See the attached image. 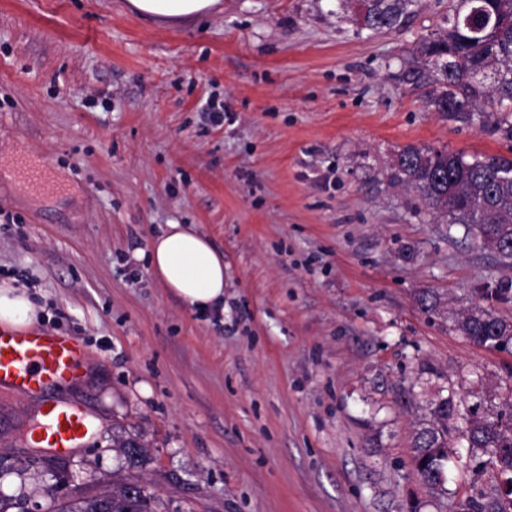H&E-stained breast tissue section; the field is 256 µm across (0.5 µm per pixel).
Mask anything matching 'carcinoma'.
Instances as JSON below:
<instances>
[{"instance_id":"1","label":"carcinoma","mask_w":512,"mask_h":512,"mask_svg":"<svg viewBox=\"0 0 512 512\" xmlns=\"http://www.w3.org/2000/svg\"><path fill=\"white\" fill-rule=\"evenodd\" d=\"M412 0H364V27L393 29L409 17ZM412 75L427 87L426 103L434 112L457 122L480 125L512 138V0H459L431 34L422 37L411 54ZM390 179L413 187L429 207L461 224L487 247L490 239L506 241L498 256L512 264V158L471 155L432 146L407 145L395 154ZM457 329L474 342L501 347L506 322L494 313L469 317ZM453 396L429 404V418L413 436V469L432 492L444 496L445 464L457 438L473 451L498 448L489 457L492 479L473 487L449 512H512V403L483 418ZM113 440V448L129 469L148 459L145 444ZM100 495L71 498L53 512H148L149 497L132 476H101Z\"/></svg>"}]
</instances>
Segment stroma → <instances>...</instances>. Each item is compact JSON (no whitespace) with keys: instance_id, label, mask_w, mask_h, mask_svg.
Here are the masks:
<instances>
[{"instance_id":"obj_1","label":"stroma","mask_w":512,"mask_h":512,"mask_svg":"<svg viewBox=\"0 0 512 512\" xmlns=\"http://www.w3.org/2000/svg\"><path fill=\"white\" fill-rule=\"evenodd\" d=\"M456 3L374 31L359 0H222L177 25L126 0H0V271L84 345L62 395L97 424L44 472L21 438L34 402L0 390L1 492L37 490L43 512L94 495L87 471L123 470L119 434L150 448L137 474L160 512H439L411 460L426 405L512 397V348L456 328L512 320V268L388 182L407 145L512 157L430 111L408 71ZM24 152L57 194L24 181ZM167 224L223 253L222 312L154 276ZM457 329L464 336L480 345L501 347L510 343L508 340H502V334L506 329V321L486 310L483 311L480 317H469L463 322H458Z\"/></svg>"}]
</instances>
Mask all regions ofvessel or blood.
Segmentation results:
<instances>
[{
    "instance_id": "obj_1",
    "label": "vessel or blood",
    "mask_w": 512,
    "mask_h": 512,
    "mask_svg": "<svg viewBox=\"0 0 512 512\" xmlns=\"http://www.w3.org/2000/svg\"><path fill=\"white\" fill-rule=\"evenodd\" d=\"M86 351L75 337L38 325L23 330L0 327V389L37 399L41 423L30 439L66 453L86 447L93 426L78 408L55 397L56 387L83 377Z\"/></svg>"
}]
</instances>
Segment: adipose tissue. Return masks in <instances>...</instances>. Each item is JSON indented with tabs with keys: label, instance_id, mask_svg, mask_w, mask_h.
<instances>
[{
	"label": "adipose tissue",
	"instance_id": "1",
	"mask_svg": "<svg viewBox=\"0 0 512 512\" xmlns=\"http://www.w3.org/2000/svg\"><path fill=\"white\" fill-rule=\"evenodd\" d=\"M131 13L179 24L220 10V0H127ZM149 261L165 288L184 305L208 313L224 303V256L193 225L169 224L150 243ZM36 319L28 294L0 284V326L24 328Z\"/></svg>",
	"mask_w": 512,
	"mask_h": 512
}]
</instances>
